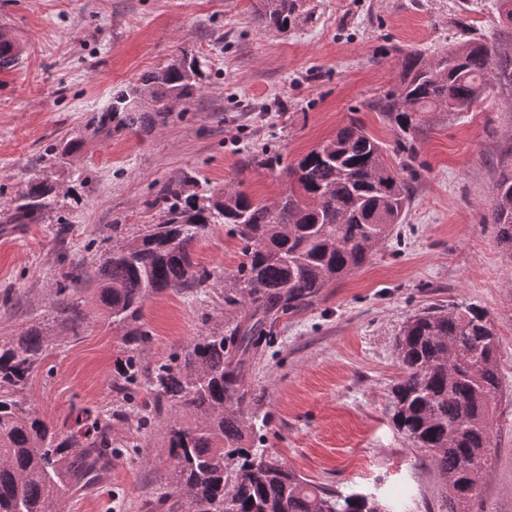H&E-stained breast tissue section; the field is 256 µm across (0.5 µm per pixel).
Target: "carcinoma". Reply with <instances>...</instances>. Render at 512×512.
<instances>
[{
  "instance_id": "cac0c4a2",
  "label": "carcinoma",
  "mask_w": 512,
  "mask_h": 512,
  "mask_svg": "<svg viewBox=\"0 0 512 512\" xmlns=\"http://www.w3.org/2000/svg\"><path fill=\"white\" fill-rule=\"evenodd\" d=\"M266 26L279 32L308 19L302 0H259ZM18 60V46L0 32V69ZM200 61L183 56L140 74L137 84L112 91L108 105L87 117L88 136L147 133L167 124L170 98L189 102L199 91ZM512 87V51L495 42L468 39L435 58L404 53L400 84L371 104L398 132L395 150L414 160L408 145L430 110L462 112L489 83ZM150 103L132 104L136 89ZM387 145L357 119L309 151L292 170L288 193L270 207L243 191L199 195L187 181L158 193L164 220L118 239L99 260L94 276L73 270L57 288L54 322L79 335L90 317L85 281L97 282L91 301L116 331L115 392L145 378L156 420L167 421L168 487L152 512H394L359 493L312 483L256 446L255 422L244 417L246 377L262 342L278 320L311 305L323 291L362 267L402 223L411 186L391 168ZM46 180L29 182L12 212L16 224H31L53 201ZM492 223L512 250V161L501 163L493 186ZM224 224L239 239L237 270L224 278L226 326L191 341L175 363L142 364L151 333L141 323L147 296L173 288L205 287L210 275L193 261V247L212 226ZM59 340L40 326L0 342V512H55L67 488L97 483L112 461V410L83 408L64 429L38 416L24 396L31 373L50 343ZM402 372L391 389L397 430L426 449L445 489L473 495L481 463L491 447L490 421L501 380L498 337L477 307L434 308L413 315L396 344Z\"/></svg>"
}]
</instances>
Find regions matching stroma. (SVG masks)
<instances>
[{
  "instance_id": "1",
  "label": "stroma",
  "mask_w": 512,
  "mask_h": 512,
  "mask_svg": "<svg viewBox=\"0 0 512 512\" xmlns=\"http://www.w3.org/2000/svg\"><path fill=\"white\" fill-rule=\"evenodd\" d=\"M256 0H0V28L20 55L0 70V340L51 322L63 273L95 264L116 239L163 219L168 182L194 191L239 187L271 203L288 169L351 118L379 141L396 135L367 104L393 90L400 53L436 55L466 38L512 36L493 0H310L313 18L288 33L264 26ZM189 51L202 60L196 97L166 126L87 142L58 162L53 144L85 133L113 87ZM417 158L390 167L412 185L402 224L354 273L276 326L247 376L246 416L262 446L316 484L372 493L399 512H445L425 449L398 432L390 391L401 374L396 341L408 318L438 307L484 309L498 337L501 390L483 477L467 512H512V253L491 221L501 160L512 152V90L491 87L468 111L427 112ZM259 161L245 165L246 156ZM49 178L57 199L34 224H13L27 183ZM211 272L202 292L149 296L144 365L169 359L227 320L224 277L237 238L216 225L194 246ZM115 333L97 314L79 336L50 344L25 395L63 423L116 403ZM150 398L131 386L112 423V464L101 483L62 496L57 512H151L169 469L165 427L145 423Z\"/></svg>"
}]
</instances>
